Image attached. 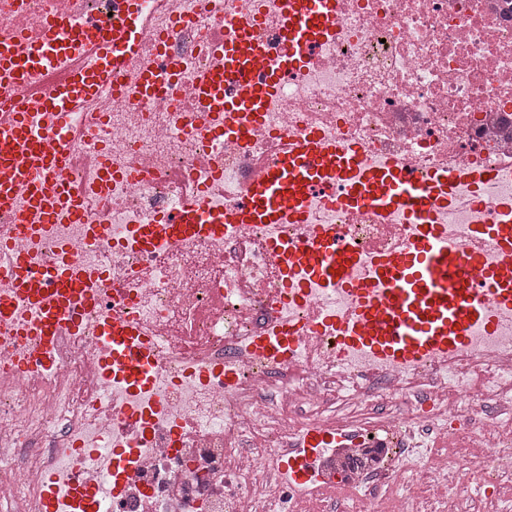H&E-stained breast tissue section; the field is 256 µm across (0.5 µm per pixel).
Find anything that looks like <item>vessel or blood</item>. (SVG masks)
Returning a JSON list of instances; mask_svg holds the SVG:
<instances>
[{
  "label": "vessel or blood",
  "mask_w": 512,
  "mask_h": 512,
  "mask_svg": "<svg viewBox=\"0 0 512 512\" xmlns=\"http://www.w3.org/2000/svg\"><path fill=\"white\" fill-rule=\"evenodd\" d=\"M118 16L100 39L84 72L47 97L18 103L0 114V210L17 212L20 223L40 233L69 209L74 222L84 220L77 201L68 197L62 177L71 151L66 138L70 118L86 98L100 93L122 73L126 60L144 32L135 0H113ZM334 14L333 0H286L284 36L287 52L269 59L249 32H239L224 43V60L199 77L201 111L223 116L216 136L246 137L249 122L260 121L269 95L284 72L300 71L312 45ZM78 37L67 17L49 22L38 42L14 35L0 39V78L20 80L38 69L53 67L59 51ZM166 69L144 71L134 94L153 95ZM337 180L330 207L394 209L400 211L414 234L405 248L379 259L374 281L356 280L355 253L331 224L318 226L305 239L271 238L268 247L280 263L283 297H296L297 283L317 284L351 295L355 312L337 322L343 347L370 353L394 363H413L463 345L470 328L484 320L491 308L512 309V266L492 265L483 255L448 243L440 225L431 223L438 190L447 177L441 172L416 173L401 161L380 168L361 164L359 148L313 133L281 153L277 164L250 178L239 206L231 212L208 207L197 198L177 214L154 224L140 225L136 240L150 249L166 241H191L199 236H220L231 224H284L300 220L309 196L330 180ZM10 275L32 313L25 328L39 336L38 360L44 369L54 364L52 345L59 328L79 329L76 302L83 271L67 263L39 270L16 261ZM99 332L107 344L101 358L104 382L119 379L130 395L149 391L152 363L148 348L128 323L106 318ZM256 347L273 358H291L296 348L292 327L280 323L275 335L261 336ZM339 430L311 426L299 433L292 447L279 453L280 470L292 486H304L314 477V459L336 447ZM104 454L110 472L120 475L132 457L122 448L86 449V456ZM41 512H96L91 491L74 486L62 493L56 475L44 482Z\"/></svg>",
  "instance_id": "b4317fda"
}]
</instances>
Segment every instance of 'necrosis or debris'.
I'll use <instances>...</instances> for the list:
<instances>
[{
	"mask_svg": "<svg viewBox=\"0 0 512 512\" xmlns=\"http://www.w3.org/2000/svg\"><path fill=\"white\" fill-rule=\"evenodd\" d=\"M284 2L142 0L153 30L180 28L167 57L175 85L140 102L112 91L99 103L105 124L89 108L70 124L74 154L65 178L90 220L111 226V237L90 240L85 225L63 216L48 236L34 237L0 211V242L14 257L37 268L68 260L108 281H84L96 303L81 306V330L58 336L52 369L35 359L37 337L0 319V512H38L49 470L62 483L94 486L98 512H288L315 494L335 499L349 491L364 512H377L371 490L411 467L410 440L455 418L465 426L450 437L464 441L476 480L512 494V314L493 311L494 332L476 331L465 347L419 364L383 363L337 348L335 327L318 326L325 311L350 307V297L314 288L302 304H278L281 273L267 246L274 228L236 224L218 240L145 250L128 236L132 226L156 223L204 191L212 206L234 209L251 175L273 164L285 142L317 131L359 146L370 166L397 158L422 173L452 174L434 223L488 263L502 260L493 235L476 240L469 230L505 221L498 209L476 203L482 173H496L494 195L512 196V0H336L328 32L299 72L282 75L246 140L215 138L206 124L188 129L197 79L231 34L228 14L255 21L254 39L276 57L287 49ZM111 10L112 0H0V32L36 40L57 15L104 27ZM80 56L71 47L55 70L0 92V112L15 98L51 94ZM103 149L120 171L109 181L100 172ZM214 164L224 175L213 181ZM130 172L136 181L127 180ZM327 193H314L305 222L288 225L289 238L336 225L358 254L360 277L377 257L407 244L398 212L334 210ZM107 314L130 323L150 348L151 396L134 401L102 382L97 325ZM289 320L299 353L281 363L253 339ZM226 365L235 377L230 387ZM371 383L385 397V412L371 410ZM154 398L160 412L130 426V403L146 408ZM402 402L428 405L429 413H402ZM306 424H337L351 438L321 456L315 482L289 489L277 451ZM110 440L135 450L117 491L102 461L72 454ZM363 454L372 464L352 470L347 485L334 483L339 464Z\"/></svg>",
	"mask_w": 512,
	"mask_h": 512,
	"instance_id": "obj_1",
	"label": "necrosis or debris"
}]
</instances>
